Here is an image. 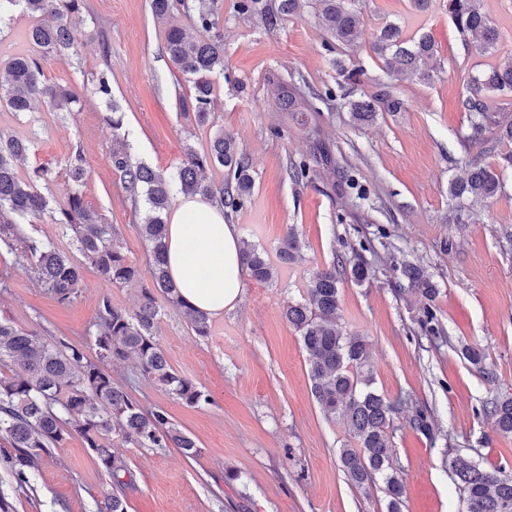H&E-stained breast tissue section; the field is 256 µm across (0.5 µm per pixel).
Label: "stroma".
<instances>
[{
	"mask_svg": "<svg viewBox=\"0 0 512 512\" xmlns=\"http://www.w3.org/2000/svg\"><path fill=\"white\" fill-rule=\"evenodd\" d=\"M237 0H219L224 68L212 75L215 122L232 135L249 160L254 188L234 213L242 240L275 253L288 226L303 243L302 257L276 263L270 281L245 278L235 309L210 319L208 335H197L181 312L162 303L158 338L172 369L211 396L204 407L174 400L146 380L136 359L114 365L112 377L147 407H160L199 446L196 457L178 448L128 447L124 455L137 489L128 512H389L383 482L355 486L339 451L352 438L344 418H326L313 393L306 353L284 311L300 302L313 271L363 257L372 271L363 283L344 278L336 322L344 334L369 347L373 387L397 405L390 429L391 464L404 494L400 512H460L451 469L455 457L481 468L512 469V436L493 429L487 402L512 395V168L501 171V191L472 203L463 222L448 183L465 170L459 138L468 118L459 101L469 76L512 55V0H481L499 33L494 53L464 43L442 0L426 12L411 0H355L362 21L357 42L331 52L329 40L308 6L266 27L239 13ZM389 22L408 34L429 35L441 68L431 83L391 79L373 44ZM77 54L42 59V81L68 84L79 100L71 111L39 103L21 115L0 107V132L28 136L31 150L20 165L45 166L51 190L64 200L72 188L67 164L82 153L88 171L86 204L111 225L126 257L146 265L137 221L125 202L108 156L113 132L109 110L92 89L99 72L112 73V95L123 112V129L137 158L167 174L186 148L206 149L208 130L180 109L190 84L165 51L168 21L157 19L150 0H89L74 21ZM365 69L362 92L389 85L404 102L398 112L378 113L355 123L347 103L351 85L341 66ZM304 91L333 88L310 126L277 111L275 77ZM321 141L332 163L314 164L308 178L292 181L290 162ZM352 167L356 188L340 178ZM420 267L436 286L433 301L411 290L403 263ZM134 309L139 287L115 285L92 267L73 303L59 305L14 257L0 259V317L35 331L89 344L103 296ZM432 309L440 335L421 334L425 309ZM480 347L482 367L461 354ZM426 408L432 436L413 426ZM108 477L79 439L43 457L21 485L0 467V493L13 512H99Z\"/></svg>",
	"mask_w": 512,
	"mask_h": 512,
	"instance_id": "35a3bbf8",
	"label": "stroma"
}]
</instances>
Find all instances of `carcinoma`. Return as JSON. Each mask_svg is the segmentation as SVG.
I'll list each match as a JSON object with an SVG mask.
<instances>
[{
  "label": "carcinoma",
  "mask_w": 512,
  "mask_h": 512,
  "mask_svg": "<svg viewBox=\"0 0 512 512\" xmlns=\"http://www.w3.org/2000/svg\"><path fill=\"white\" fill-rule=\"evenodd\" d=\"M317 23L342 45L359 36L360 16L355 0H306ZM448 16L463 40L473 37L483 50L494 51L498 40L495 27L481 12L480 0H443ZM215 0H152L158 18L186 16L202 36L190 40L183 29L172 25L166 33L165 50L180 73L192 79L189 97L180 99L181 111L193 115L198 126L213 120V85L210 75L224 70V41L215 32ZM299 7V0H239L238 9L258 15L266 26H275L282 17ZM88 9L87 0H0V26L11 21L14 11L31 18L28 39L43 54L67 55L77 51V40L69 17ZM375 52L396 77L414 76L429 83L437 76L438 55L431 37H408L396 23L380 31ZM7 86L0 85V102L15 113L30 112L44 97L56 112L68 111L79 100L68 85L43 84L41 66L32 54L14 55L3 61ZM275 106L282 112L309 122V113L319 111L304 92L294 85L277 83ZM93 91L112 111V129L122 127L119 108L112 103V85L107 73L98 77ZM512 96V57L488 66L467 81V94L460 100L468 116V132L463 137L466 153L465 176L448 182V196L463 204L495 197L501 189L500 176L481 162V155L512 142V119L494 110L488 94ZM403 102L383 89L375 95L363 94L351 101L352 117L359 123L372 121L379 112H398ZM30 151V140L0 133V256L12 255L24 262L41 287L61 305L77 297L83 265L97 270L112 284L146 280L137 308L129 311L112 303L105 295L99 302L92 344L94 357L86 347L65 338L48 341L12 321L0 318V368L10 372L0 376V438L12 451L4 463L21 483L38 461L49 456L67 440L77 437L96 456L108 475L100 512H127L129 493L136 489L132 472L116 448L131 444L137 448H179L188 458L198 454L194 438L173 424L162 408L145 409L112 379L110 366L134 354L141 374L172 398L189 406L210 404L209 395L192 380L171 368L157 337L159 299L177 307L199 336L209 333V316L185 302L168 270L166 224L175 193L199 195L236 211L248 202L254 186L250 165L235 140L217 131L208 148L198 153L189 148L176 172L168 176L155 171L135 156L134 145L115 135L109 161L119 174L125 200L142 212L139 234L150 253L147 271L127 260L112 226L102 222L85 204L81 187L85 178L84 158L76 152L70 159L68 179L74 185L66 200L43 193L54 181L46 167L23 174L19 164ZM312 156H304L290 166L294 181L308 177ZM224 168V181L217 185L207 179L206 170ZM46 217L73 233L72 245L82 256L77 263L70 253L51 242L33 237L27 225L14 217ZM302 242L294 228H288L278 247L285 262L300 256ZM242 262L257 282L273 276V266L265 250L244 244ZM409 285L431 301L438 293L435 285L417 267L404 270ZM341 270L336 265L312 273L304 302L290 304L284 312L288 323L299 333L307 355L312 392L327 417H347L351 437L357 447L340 450V463L348 479L357 486L381 478L389 501V512H399L403 493L401 481L392 470L389 429L396 411L394 404L370 389L369 353L363 339L346 336L336 325L340 304ZM495 430L512 435V396L491 402L487 409ZM453 473L463 499L464 512H512V472L504 467L483 469L462 459L453 460Z\"/></svg>",
  "instance_id": "cac0c4a2"
}]
</instances>
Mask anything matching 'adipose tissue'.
Masks as SVG:
<instances>
[{
  "mask_svg": "<svg viewBox=\"0 0 512 512\" xmlns=\"http://www.w3.org/2000/svg\"><path fill=\"white\" fill-rule=\"evenodd\" d=\"M169 273L182 298L211 316L239 302L244 286L242 242L227 210L202 197H183L166 227Z\"/></svg>",
  "mask_w": 512,
  "mask_h": 512,
  "instance_id": "adipose-tissue-1",
  "label": "adipose tissue"
}]
</instances>
